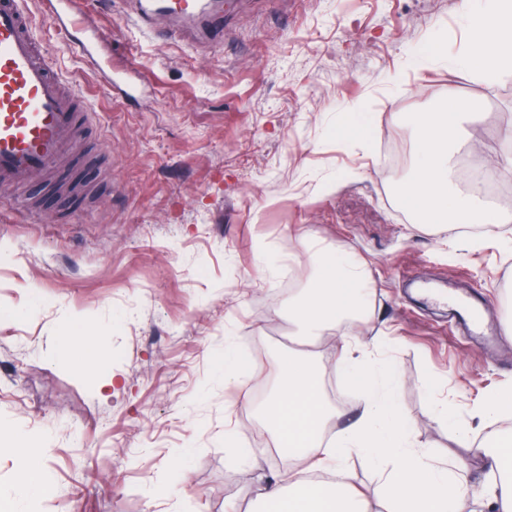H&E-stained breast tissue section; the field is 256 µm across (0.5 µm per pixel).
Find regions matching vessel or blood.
<instances>
[{
    "label": "vessel or blood",
    "mask_w": 512,
    "mask_h": 512,
    "mask_svg": "<svg viewBox=\"0 0 512 512\" xmlns=\"http://www.w3.org/2000/svg\"><path fill=\"white\" fill-rule=\"evenodd\" d=\"M134 11L145 31L167 39L180 25H197L207 34L224 30V13L211 0H136ZM44 16L60 30L79 33L83 59L100 67L95 42L81 33L77 0H45ZM161 18L173 21V28L158 31ZM92 133L85 99L54 71L23 0H0V186L19 188L39 175L63 198L90 194V186L62 174L78 142Z\"/></svg>",
    "instance_id": "vessel-or-blood-1"
}]
</instances>
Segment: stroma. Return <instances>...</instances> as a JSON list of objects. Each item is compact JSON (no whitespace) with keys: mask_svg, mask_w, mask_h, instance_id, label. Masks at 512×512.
Wrapping results in <instances>:
<instances>
[{"mask_svg":"<svg viewBox=\"0 0 512 512\" xmlns=\"http://www.w3.org/2000/svg\"><path fill=\"white\" fill-rule=\"evenodd\" d=\"M24 2L62 78L92 104L113 186L89 203L46 198L35 223L21 199L0 205V440L43 449L50 486L23 512H254L289 467L256 406L292 349L288 275L311 268L302 247L273 275L260 257L302 234L363 262L374 288L366 316L313 346L338 386L333 429L358 401L334 365L342 339L376 341L417 441L485 479L482 455L432 418L431 402L447 399L464 424L512 389V223L418 226L396 195L410 165L375 155L384 139L410 144L406 113L451 96L484 106L466 156L486 157L492 130L512 128V72L488 85L431 60L460 42L461 0H232L222 40L204 44L149 36L125 0H82L101 55L138 71L134 100L107 90L40 0ZM421 284L477 301L484 334L419 296ZM93 328L100 351L61 348L60 336ZM229 342L266 365L247 385L224 384ZM228 423L248 462L226 452Z\"/></svg>","mask_w":512,"mask_h":512,"instance_id":"obj_1","label":"stroma"}]
</instances>
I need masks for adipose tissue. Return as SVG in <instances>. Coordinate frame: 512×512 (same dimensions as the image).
Instances as JSON below:
<instances>
[{
  "instance_id": "1",
  "label": "adipose tissue",
  "mask_w": 512,
  "mask_h": 512,
  "mask_svg": "<svg viewBox=\"0 0 512 512\" xmlns=\"http://www.w3.org/2000/svg\"><path fill=\"white\" fill-rule=\"evenodd\" d=\"M467 33L447 63L457 77L494 82L512 68V0H462ZM479 116L478 103H452L449 110L424 108L409 113L406 124L415 143L410 177L399 187L400 199L421 222L508 224L512 214L496 215L473 189L452 180L454 157L464 145L467 127ZM312 270L301 294L288 302L298 342L314 343L343 319L371 307V277L354 257L316 248ZM273 393L260 417L276 455L290 464L288 482L264 486L261 512H370L364 493L353 483L346 462L358 457L379 477L391 512H512V433L484 447L493 475L475 485L457 463L441 465L421 449L396 403L397 377L374 350L358 341L343 344L338 369L361 395L354 420L327 436L333 412L323 393L316 356L305 352L278 359ZM312 472L336 475L332 484L309 485Z\"/></svg>"
}]
</instances>
